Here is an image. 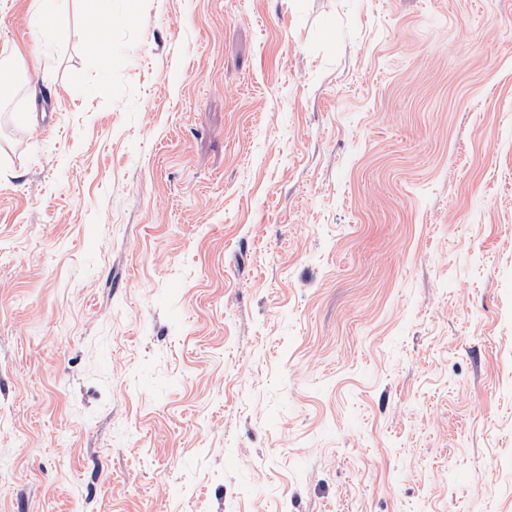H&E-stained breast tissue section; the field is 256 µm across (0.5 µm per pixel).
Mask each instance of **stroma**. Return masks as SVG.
I'll return each mask as SVG.
<instances>
[{"instance_id":"stroma-1","label":"stroma","mask_w":512,"mask_h":512,"mask_svg":"<svg viewBox=\"0 0 512 512\" xmlns=\"http://www.w3.org/2000/svg\"><path fill=\"white\" fill-rule=\"evenodd\" d=\"M0 0V512H512V0ZM57 0H34L33 26L49 38L52 36L51 20L56 14Z\"/></svg>"}]
</instances>
